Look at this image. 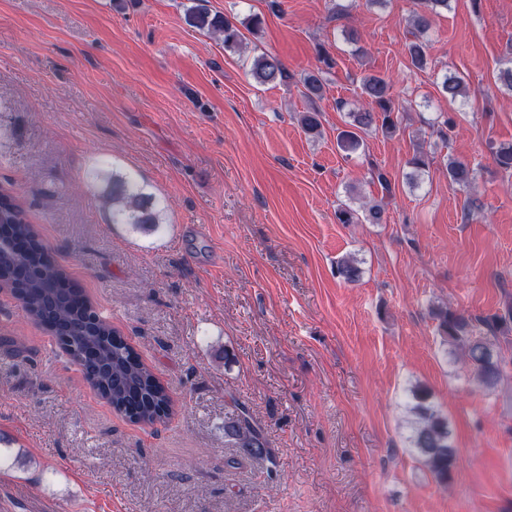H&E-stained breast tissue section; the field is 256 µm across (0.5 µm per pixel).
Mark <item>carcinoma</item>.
Wrapping results in <instances>:
<instances>
[{
	"label": "carcinoma",
	"mask_w": 512,
	"mask_h": 512,
	"mask_svg": "<svg viewBox=\"0 0 512 512\" xmlns=\"http://www.w3.org/2000/svg\"><path fill=\"white\" fill-rule=\"evenodd\" d=\"M418 5L419 10L410 20L413 40L406 43L405 51L411 65L423 69L430 61L427 34L434 17L448 9L449 0H418ZM185 20L201 32L223 37L224 49L230 51L240 48L246 41L245 33H256L262 24V19L255 15L242 29L234 17L213 12L202 4L188 8ZM319 55L323 66L302 77L303 95L311 102L322 97L323 74L332 66L326 51H319ZM250 76L255 83L264 85L283 81L288 73L280 60L261 54L253 58ZM441 87L451 100L468 96L467 86L455 74L445 75ZM359 88L368 107L350 109L344 128L336 136L338 149L346 153L363 147V136L372 130L379 129L390 136L398 129L390 81L367 73L360 79ZM299 122L306 133L318 134L321 112L313 107L300 114ZM492 156L500 169L512 172V144L499 145ZM89 179L104 181L109 186L112 223L130 224L144 232L159 230L165 204L146 192L132 175L99 167L89 172ZM448 179L468 188L474 180V169L463 160L450 158ZM383 214V206L377 203L361 212L344 206L336 211V219L341 224H380ZM0 226L6 230V235L0 238V281L15 287L29 318L63 339L65 354L81 368L97 393L129 421L153 425L170 419L173 400L168 388L126 337L100 317L78 289L68 284L63 269L48 259L19 198L2 188ZM336 274L351 283L359 279L361 269L356 259L343 257L336 262ZM431 315L437 321L441 344L450 349L454 362L468 368L469 379L487 391L497 388L509 364L499 336L512 331V305L488 317H472L446 306L432 308ZM404 409L409 453L439 485L447 486L457 465V448L452 442L448 418L430 402L427 389L420 385L409 390ZM224 437L244 456L274 462L266 437L246 411L224 422Z\"/></svg>",
	"instance_id": "obj_1"
}]
</instances>
